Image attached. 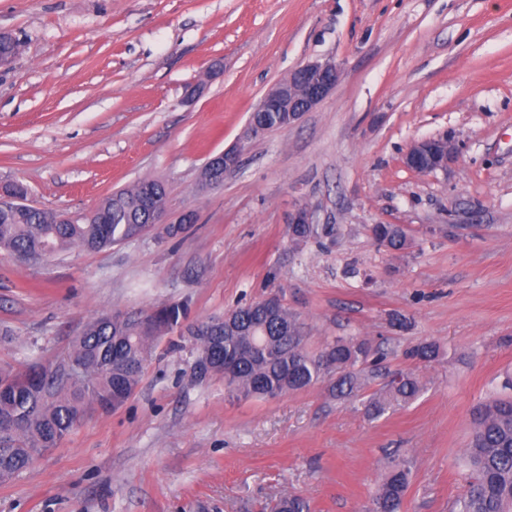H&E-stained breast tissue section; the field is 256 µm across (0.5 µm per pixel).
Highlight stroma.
I'll return each mask as SVG.
<instances>
[{
    "label": "stroma",
    "mask_w": 512,
    "mask_h": 512,
    "mask_svg": "<svg viewBox=\"0 0 512 512\" xmlns=\"http://www.w3.org/2000/svg\"><path fill=\"white\" fill-rule=\"evenodd\" d=\"M0 32L21 43L0 68V183L74 212L156 178L172 212L197 216L98 251L0 250V369L59 365L112 311L184 301L205 320L275 295L309 349L366 337L423 386L378 419L323 384L236 398L223 377L191 379L174 332L123 405L0 482V512H270L286 493L367 512L402 456L403 512H450L472 410L512 378V0H0ZM326 59L335 92L244 142L267 89ZM441 136L458 146L446 168L404 165ZM239 142L238 166L200 188L208 158ZM298 205L321 228L300 244ZM375 224L402 225L411 247L378 245ZM430 341L436 359L407 358Z\"/></svg>",
    "instance_id": "1"
}]
</instances>
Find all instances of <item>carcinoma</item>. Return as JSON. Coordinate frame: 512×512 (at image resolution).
Instances as JSON below:
<instances>
[{
    "label": "carcinoma",
    "instance_id": "cac0c4a2",
    "mask_svg": "<svg viewBox=\"0 0 512 512\" xmlns=\"http://www.w3.org/2000/svg\"><path fill=\"white\" fill-rule=\"evenodd\" d=\"M159 180L144 179L106 197L92 218L62 224L54 211L29 207L19 214H0V249L22 260H41L71 247L88 250L120 245L153 228L143 206L147 189ZM316 224H290L294 242L318 235ZM381 246L400 251L407 235L399 224L371 228ZM152 327L141 317L103 314L86 325L73 341L64 363L54 369L36 367L24 373L0 372V480L28 468L36 454L54 448L95 407H118L137 387L151 344L177 331L188 336L196 356H205L214 375H224L225 360L233 376L225 379L230 395L276 398L321 383L338 399L359 396L370 382L382 387L369 399L373 419L393 407L409 404L421 394L409 372L382 366L386 353L358 336H335L317 351L309 350L304 323L282 303L268 309L257 302L224 315V322L191 321L185 303H170L148 312ZM438 356L432 342L410 351V357L431 361ZM463 493L453 512H512V398L493 397L473 411V426L462 460ZM411 484V461H392L367 512H402ZM279 512H310L300 495L282 496Z\"/></svg>",
    "mask_w": 512,
    "mask_h": 512
}]
</instances>
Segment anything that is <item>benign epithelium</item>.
I'll return each mask as SVG.
<instances>
[{"label":"benign epithelium","mask_w":512,"mask_h":512,"mask_svg":"<svg viewBox=\"0 0 512 512\" xmlns=\"http://www.w3.org/2000/svg\"><path fill=\"white\" fill-rule=\"evenodd\" d=\"M342 76V68L332 60H315L295 68L288 77L270 87L254 107L256 112H286L288 124L297 122L305 113L312 111L336 89ZM244 145L239 143L212 157L204 165L209 175L200 180L201 188L222 182V170L237 166ZM456 153L454 144L446 137H432L415 142L404 156L406 166L419 173H431L447 166ZM27 194L16 192L12 185L0 187V207H25ZM197 216L191 210L170 214L169 196L153 209L152 223L167 224L173 231L182 224L196 223Z\"/></svg>","instance_id":"benign-epithelium-1"}]
</instances>
